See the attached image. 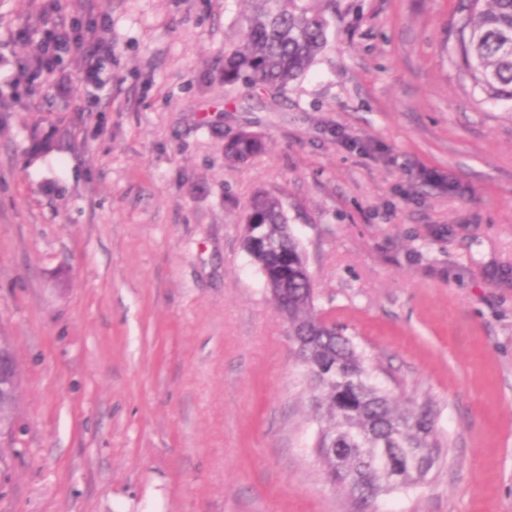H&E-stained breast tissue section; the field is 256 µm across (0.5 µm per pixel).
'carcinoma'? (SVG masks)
I'll return each mask as SVG.
<instances>
[{
	"mask_svg": "<svg viewBox=\"0 0 512 512\" xmlns=\"http://www.w3.org/2000/svg\"><path fill=\"white\" fill-rule=\"evenodd\" d=\"M243 41L224 50L227 86L283 91L302 76L328 42L326 15L304 0H253ZM457 61L489 98L512 101V0H467L457 32ZM263 139L242 132L224 144V156L241 162L261 152ZM262 224L268 247L244 248L288 322L296 363L306 380L318 423L313 453L325 478L364 504L391 492L417 489L439 467L445 440L433 403L412 409L373 379L367 357L343 330L315 310L313 281L280 198L257 192L243 223ZM21 387L0 401V419L15 424Z\"/></svg>",
	"mask_w": 512,
	"mask_h": 512,
	"instance_id": "1",
	"label": "carcinoma"
}]
</instances>
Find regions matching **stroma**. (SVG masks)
<instances>
[{"label": "stroma", "instance_id": "stroma-1", "mask_svg": "<svg viewBox=\"0 0 512 512\" xmlns=\"http://www.w3.org/2000/svg\"><path fill=\"white\" fill-rule=\"evenodd\" d=\"M55 3L109 21L112 61L100 88L74 54L66 92L0 99V334L22 377L0 512H355L243 247L260 190L316 310L447 441L369 512H512V104L456 62L465 0H307L336 20L281 94L222 78L249 0ZM243 131L264 151L225 159Z\"/></svg>", "mask_w": 512, "mask_h": 512}]
</instances>
